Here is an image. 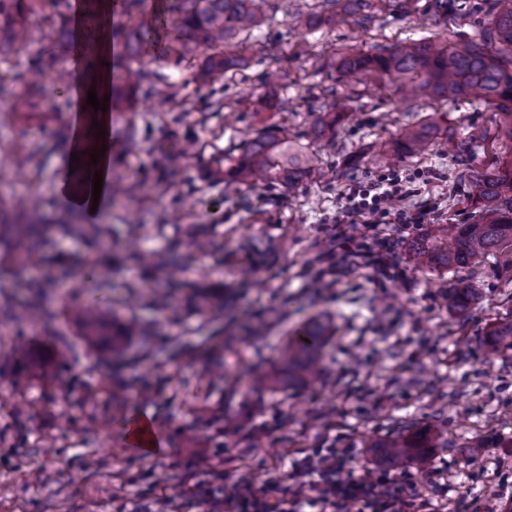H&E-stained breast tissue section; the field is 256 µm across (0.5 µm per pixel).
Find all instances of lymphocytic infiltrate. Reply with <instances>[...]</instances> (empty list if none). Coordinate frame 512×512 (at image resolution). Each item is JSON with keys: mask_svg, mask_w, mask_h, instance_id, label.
Masks as SVG:
<instances>
[{"mask_svg": "<svg viewBox=\"0 0 512 512\" xmlns=\"http://www.w3.org/2000/svg\"><path fill=\"white\" fill-rule=\"evenodd\" d=\"M413 182V177L390 170L348 188L345 209L367 215V232L337 238V272L348 273L364 264L383 271L391 265L401 240L380 236V225L408 227L435 220L440 211L435 202L409 211L398 208V200L411 194ZM346 463V457L333 448L306 458L292 467L289 477L293 490L289 493L276 484L257 490L247 484L229 488L202 482L193 485L190 492L195 501L223 512H303L304 507L332 505L339 499L363 506L365 512H439L436 504L418 499L411 484L402 480L383 475L375 481H340L338 475Z\"/></svg>", "mask_w": 512, "mask_h": 512, "instance_id": "obj_1", "label": "lymphocytic infiltrate"}]
</instances>
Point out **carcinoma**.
Listing matches in <instances>:
<instances>
[{
  "mask_svg": "<svg viewBox=\"0 0 512 512\" xmlns=\"http://www.w3.org/2000/svg\"><path fill=\"white\" fill-rule=\"evenodd\" d=\"M83 23L79 25V43L85 66L97 73L98 62L105 49L104 23L106 0H80ZM267 0H173L168 12L177 14L174 25L168 26L164 13L149 20H141L128 34V52L139 56L150 48L178 66L188 56L206 47L212 50L195 71V78L203 84L213 82L231 67L248 64L252 44L238 35L259 27L265 20ZM29 0H0V55L16 46L31 43L25 15L32 11ZM494 27L484 42L430 43L415 41L394 47L385 53L349 52L339 56L337 70L352 78L358 85L367 82H386L406 98L443 99L454 102L472 97L487 104H497L503 114L499 135L512 140V0H494ZM432 126L405 128L395 143L394 152L418 154L430 145ZM480 188L482 207L470 224H452L453 242L435 230L428 242L414 246L416 254L436 267L471 268L483 263L494 251L512 250V165L504 166L501 174L488 175L471 170ZM264 174L283 179L293 185L306 177L323 181L328 172L308 158H300L288 140V130L267 126L254 137L244 153L235 159L228 175L235 181L249 183L253 177ZM11 230L25 240L24 262L38 257L44 228L38 224H1L0 236ZM137 263L157 266L169 275L183 271V259L177 254L154 256L134 254ZM108 279L93 281L92 296L87 312L79 317L84 335L97 342H106L111 348L121 347V338L106 335L104 320L100 318L99 304L104 300ZM475 298L468 285L461 283L451 289L446 298L449 310L463 313ZM0 315L7 319L51 323V315L43 306L22 312L6 307ZM325 327L313 323L292 332L281 351L282 363L292 378L310 382L316 376L318 353L325 340ZM485 347L493 355L512 351V321L495 323L487 330ZM437 438L430 431H399L378 442L383 461L393 467L410 462L419 466L427 462L426 448L435 447Z\"/></svg>",
  "mask_w": 512,
  "mask_h": 512,
  "instance_id": "obj_1",
  "label": "carcinoma"
}]
</instances>
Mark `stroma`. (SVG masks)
Returning <instances> with one entry per match:
<instances>
[{"instance_id": "obj_1", "label": "stroma", "mask_w": 512, "mask_h": 512, "mask_svg": "<svg viewBox=\"0 0 512 512\" xmlns=\"http://www.w3.org/2000/svg\"><path fill=\"white\" fill-rule=\"evenodd\" d=\"M492 2L269 0L250 36L254 57L205 86L194 79L205 51L178 66L117 56L140 80L112 115V183L122 193L102 199L98 237L62 230L86 221L57 178L69 159L72 104L52 76L76 70L77 51L65 46L62 15L35 6L26 17L32 47L0 61V217L25 213L48 230L39 263L26 268L15 261L22 240L0 239V307L39 298L54 324L0 320V512H208L188 494L196 482L286 487L293 462L320 448L347 451L344 478L373 480L383 472L374 444L408 423L441 434L426 465L401 469L420 493L447 512L512 506V354L486 359L481 343L491 324L512 319L503 259L448 269L413 251L436 225L469 222L478 188L468 166L490 173L512 160V143L498 137L503 114L467 99L406 104L391 85L358 86L335 66L350 49L481 41ZM37 51L55 58L38 80L30 73ZM153 85L169 100L154 97ZM346 98L347 118L318 132L325 107ZM272 124L286 126L333 179L248 185L210 175ZM424 124L437 130L428 152L382 162L402 128ZM186 143L193 149L183 164L169 165ZM390 168L434 171L401 205L435 197L448 214L406 237L387 274L360 268L335 279L327 269L337 231L365 223L345 213L340 194ZM195 235L212 241L208 254L190 250ZM171 251L186 257L174 280L126 259ZM245 258L247 280L236 271ZM91 264L111 271L110 318L147 331L118 355L87 340L76 320ZM461 282L476 300L460 314L445 298ZM313 320L328 328L320 381L279 382V349ZM256 370L275 383L251 389ZM137 411L160 434L161 459L129 450L121 422Z\"/></svg>"}]
</instances>
